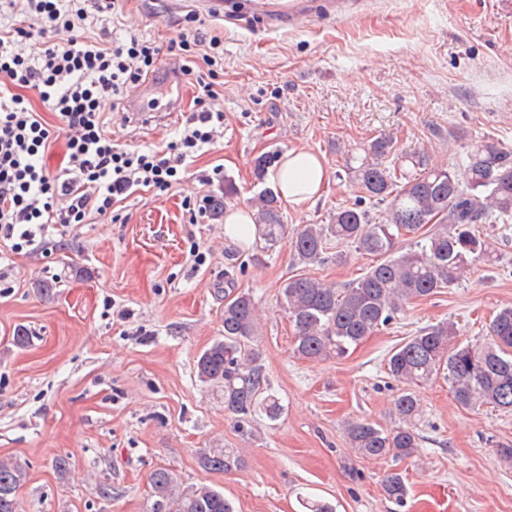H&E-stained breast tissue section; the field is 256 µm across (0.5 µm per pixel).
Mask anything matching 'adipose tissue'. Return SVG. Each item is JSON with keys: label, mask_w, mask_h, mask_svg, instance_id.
I'll list each match as a JSON object with an SVG mask.
<instances>
[{"label": "adipose tissue", "mask_w": 512, "mask_h": 512, "mask_svg": "<svg viewBox=\"0 0 512 512\" xmlns=\"http://www.w3.org/2000/svg\"><path fill=\"white\" fill-rule=\"evenodd\" d=\"M270 180L282 204L300 210L313 203L328 183L327 168L316 154L304 149L286 151Z\"/></svg>", "instance_id": "1"}]
</instances>
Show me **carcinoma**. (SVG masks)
<instances>
[{
	"label": "carcinoma",
	"instance_id": "1",
	"mask_svg": "<svg viewBox=\"0 0 512 512\" xmlns=\"http://www.w3.org/2000/svg\"><path fill=\"white\" fill-rule=\"evenodd\" d=\"M394 151L393 137L384 134L346 159L348 180L364 197L387 204L378 220L357 204L337 210L329 224H306L290 235L273 191L265 187L255 196L252 220L259 237L270 248L291 237L294 255L306 267L325 261L332 240L378 257L343 288L308 273L283 284L281 305L294 324V352L302 359L345 356L405 305L459 283L477 263L495 261L493 244L480 236L476 225L492 216L505 224L512 220V152L483 141L467 150L466 163L457 169L432 164L425 151L406 154L392 164L388 158ZM275 162L270 155L256 158L258 183H264ZM236 195L232 180H224V196L208 205L211 218H220ZM425 227L423 243L397 253L399 237ZM222 322L224 334L197 358V378L223 388L226 413L278 421L283 405L254 345L259 313L251 294L225 297ZM489 336L482 345H463L454 325H429L390 353L387 369L407 386L443 376L463 409L512 411V305L494 316ZM395 413L400 425L389 431L366 420L346 422L350 447L373 459L415 455L420 441L415 421L421 414L417 396L402 392ZM198 462L205 470L228 472L238 468L241 459L234 448H204ZM25 477L19 464L0 461V512H19L17 490ZM150 485L154 502L163 504L165 512H235L224 492L205 484L183 487L165 468L153 471ZM383 489L398 502L407 495L398 473L385 478Z\"/></svg>",
	"mask_w": 512,
	"mask_h": 512
}]
</instances>
